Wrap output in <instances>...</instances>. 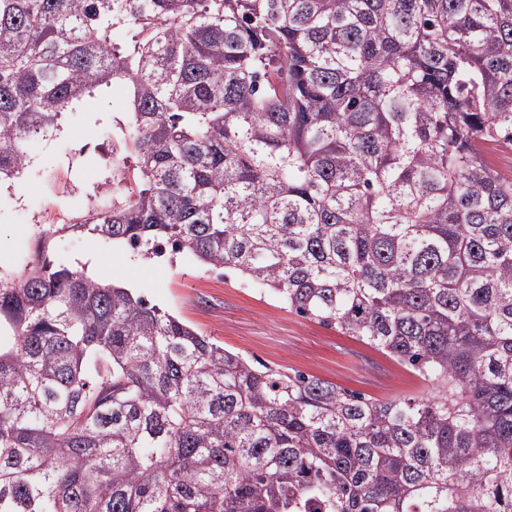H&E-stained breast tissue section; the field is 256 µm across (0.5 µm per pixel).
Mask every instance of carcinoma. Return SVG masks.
Here are the masks:
<instances>
[{"mask_svg":"<svg viewBox=\"0 0 512 512\" xmlns=\"http://www.w3.org/2000/svg\"><path fill=\"white\" fill-rule=\"evenodd\" d=\"M116 81L112 203L0 275V512H512V0H0V183ZM62 232L231 269L429 392L253 362Z\"/></svg>","mask_w":512,"mask_h":512,"instance_id":"carcinoma-1","label":"carcinoma"}]
</instances>
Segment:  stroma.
Wrapping results in <instances>:
<instances>
[{
  "mask_svg": "<svg viewBox=\"0 0 512 512\" xmlns=\"http://www.w3.org/2000/svg\"><path fill=\"white\" fill-rule=\"evenodd\" d=\"M130 121V91L116 82L73 103L49 140L28 147L29 165L0 186V273H20L50 215H77L112 197V141ZM50 256L68 263L98 257L92 277L131 286L231 351L387 400L419 397L427 384L366 343L305 319L232 270L213 269L186 253L147 258L123 243L85 233L57 237Z\"/></svg>",
  "mask_w": 512,
  "mask_h": 512,
  "instance_id": "obj_1",
  "label": "stroma"
}]
</instances>
